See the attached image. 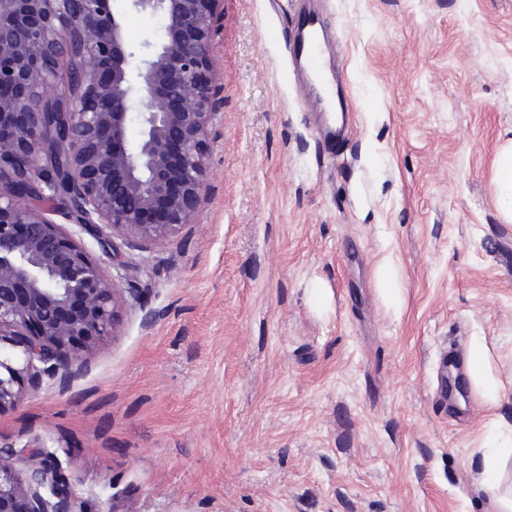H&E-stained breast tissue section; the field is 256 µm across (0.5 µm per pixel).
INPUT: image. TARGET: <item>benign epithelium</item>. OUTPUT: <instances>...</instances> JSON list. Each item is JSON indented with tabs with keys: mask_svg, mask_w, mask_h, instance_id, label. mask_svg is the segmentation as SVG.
I'll list each match as a JSON object with an SVG mask.
<instances>
[{
	"mask_svg": "<svg viewBox=\"0 0 512 512\" xmlns=\"http://www.w3.org/2000/svg\"><path fill=\"white\" fill-rule=\"evenodd\" d=\"M0 0V414L43 379L60 393L115 334L121 288L30 201L63 203L100 252L167 244L192 223L217 115L210 55L221 0ZM160 18L132 65L126 18ZM140 93V136L129 139ZM0 448V512H86L39 441Z\"/></svg>",
	"mask_w": 512,
	"mask_h": 512,
	"instance_id": "benign-epithelium-1",
	"label": "benign epithelium"
}]
</instances>
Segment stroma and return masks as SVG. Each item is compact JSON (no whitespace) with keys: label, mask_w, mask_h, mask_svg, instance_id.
Listing matches in <instances>:
<instances>
[{"label":"stroma","mask_w":512,"mask_h":512,"mask_svg":"<svg viewBox=\"0 0 512 512\" xmlns=\"http://www.w3.org/2000/svg\"><path fill=\"white\" fill-rule=\"evenodd\" d=\"M321 2L354 116L336 150L268 0H222L192 224L103 256L47 209L116 279L121 323L68 393L47 379L0 415V448L40 440L87 512H492L491 459L512 485L490 426L512 425V223L491 192L512 140V0ZM477 336L493 412L466 368ZM451 347L460 394L443 407Z\"/></svg>","instance_id":"obj_1"}]
</instances>
